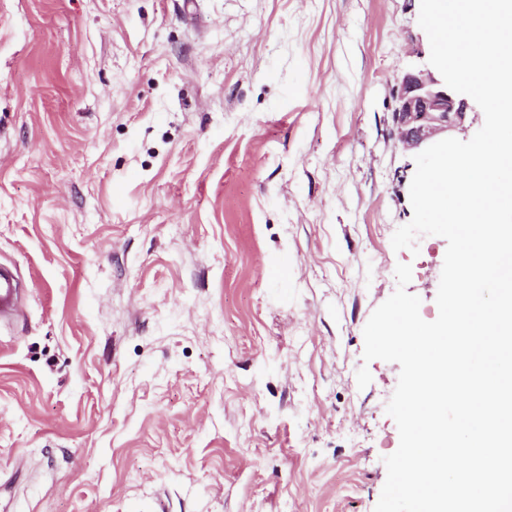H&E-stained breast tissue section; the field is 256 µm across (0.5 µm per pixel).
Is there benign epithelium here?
I'll return each mask as SVG.
<instances>
[{
  "mask_svg": "<svg viewBox=\"0 0 512 512\" xmlns=\"http://www.w3.org/2000/svg\"><path fill=\"white\" fill-rule=\"evenodd\" d=\"M472 109L470 98L450 89L425 64L410 72L404 82L395 117L401 139L418 149L431 139L448 133Z\"/></svg>",
  "mask_w": 512,
  "mask_h": 512,
  "instance_id": "benign-epithelium-1",
  "label": "benign epithelium"
}]
</instances>
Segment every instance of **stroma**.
<instances>
[{"mask_svg":"<svg viewBox=\"0 0 512 512\" xmlns=\"http://www.w3.org/2000/svg\"><path fill=\"white\" fill-rule=\"evenodd\" d=\"M417 0H0V512H374ZM368 367L372 381L359 387ZM21 281L16 268L0 264V322L10 320L18 310Z\"/></svg>","mask_w":512,"mask_h":512,"instance_id":"1","label":"stroma"}]
</instances>
